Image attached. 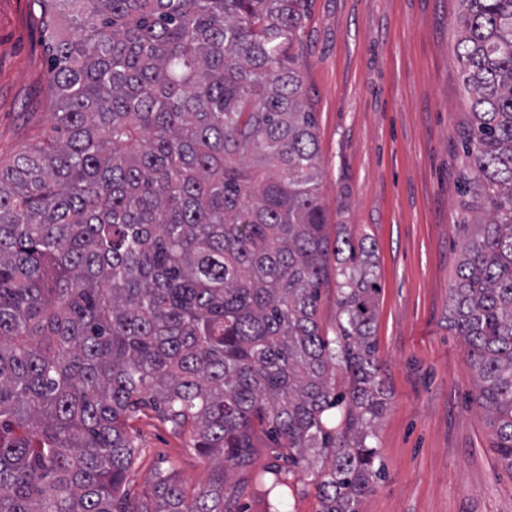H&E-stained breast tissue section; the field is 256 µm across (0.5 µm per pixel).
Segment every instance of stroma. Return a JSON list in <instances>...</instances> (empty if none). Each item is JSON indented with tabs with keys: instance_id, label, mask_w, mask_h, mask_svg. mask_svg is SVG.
<instances>
[{
	"instance_id": "1",
	"label": "stroma",
	"mask_w": 512,
	"mask_h": 512,
	"mask_svg": "<svg viewBox=\"0 0 512 512\" xmlns=\"http://www.w3.org/2000/svg\"><path fill=\"white\" fill-rule=\"evenodd\" d=\"M457 0H309L300 66L316 118L329 224L368 237L380 283L374 340L386 405L374 446L382 474L360 512H512V471L477 405L465 346L448 322L459 228V132L469 110L454 61ZM43 18L34 0H0V166L51 132ZM125 491L141 498L174 473L186 498L217 474L152 409L131 422ZM280 450L257 432L246 466L227 470L233 512H269ZM280 512H321L294 469Z\"/></svg>"
}]
</instances>
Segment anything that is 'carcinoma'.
<instances>
[{
  "label": "carcinoma",
  "mask_w": 512,
  "mask_h": 512,
  "mask_svg": "<svg viewBox=\"0 0 512 512\" xmlns=\"http://www.w3.org/2000/svg\"><path fill=\"white\" fill-rule=\"evenodd\" d=\"M52 134L0 167V512H231L255 429L359 512L379 470L380 285L330 240L297 46L308 0H37ZM467 230L450 326L512 470V0H458ZM336 282V336L318 303ZM151 408L218 459L124 494Z\"/></svg>",
  "instance_id": "carcinoma-1"
}]
</instances>
